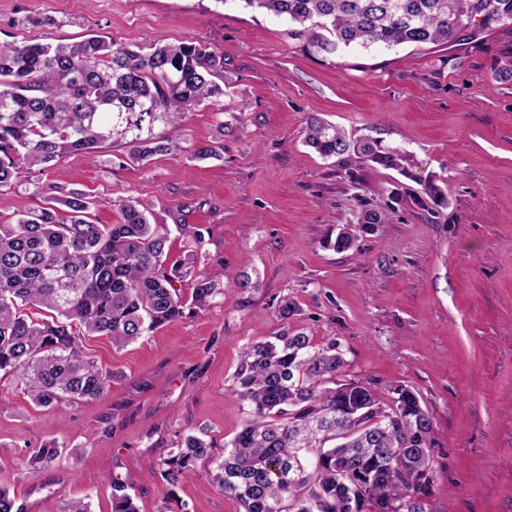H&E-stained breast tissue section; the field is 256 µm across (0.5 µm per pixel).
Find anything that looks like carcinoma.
<instances>
[{
	"label": "carcinoma",
	"instance_id": "obj_1",
	"mask_svg": "<svg viewBox=\"0 0 512 512\" xmlns=\"http://www.w3.org/2000/svg\"><path fill=\"white\" fill-rule=\"evenodd\" d=\"M288 23V37L334 56L351 46L448 44L460 35L512 25V0H244ZM496 81H512V44L499 50ZM224 58L201 43L145 51L90 33L69 43L0 46V187L26 170L70 154L94 155L113 141L143 162L169 150L155 123L173 124L224 94ZM305 143L320 156L361 155L406 172L411 157L369 139L352 141L316 117ZM0 224V380L32 403L54 408L96 400L112 376L84 355L82 338L107 336L120 348L204 310L223 294L222 269L168 262L169 232L138 201L115 224L92 218L83 192ZM65 212H60V207ZM343 228L328 246L354 248ZM192 279L191 301L178 285ZM332 339L318 344L287 328L246 348L237 372L247 404L243 429L224 444L214 482L242 512H428L433 495V420L403 384L355 379ZM215 444L180 437L160 459L164 496ZM55 441L30 466L62 461ZM112 512H140L127 484L112 481Z\"/></svg>",
	"mask_w": 512,
	"mask_h": 512
}]
</instances>
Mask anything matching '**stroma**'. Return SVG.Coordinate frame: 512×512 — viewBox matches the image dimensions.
<instances>
[{
	"instance_id": "obj_1",
	"label": "stroma",
	"mask_w": 512,
	"mask_h": 512,
	"mask_svg": "<svg viewBox=\"0 0 512 512\" xmlns=\"http://www.w3.org/2000/svg\"><path fill=\"white\" fill-rule=\"evenodd\" d=\"M281 19L243 0H0V44L73 42L95 31L124 45L207 44L224 59V95L176 124L171 151L127 161L123 143L63 158L39 176L51 196L80 190L95 222L136 200L168 225L172 256L194 249L230 282L193 312L124 348L87 337L114 379L100 399L34 407L0 382V485L18 512H65L86 499L111 512L112 479L140 512H169L159 459L180 434L232 440L246 418L235 375L244 348L281 327L336 339L350 373L410 386L434 424L430 512H512V82L493 78L512 26L448 45L349 49L322 57ZM223 117H216V108ZM410 155L407 174L359 159H322L303 143L309 117ZM221 159L194 158L195 146ZM436 183L448 196L434 206ZM386 223L354 249L328 238L362 211ZM248 275L252 288L232 279ZM53 440L73 465H27ZM197 461L181 512H240Z\"/></svg>"
}]
</instances>
